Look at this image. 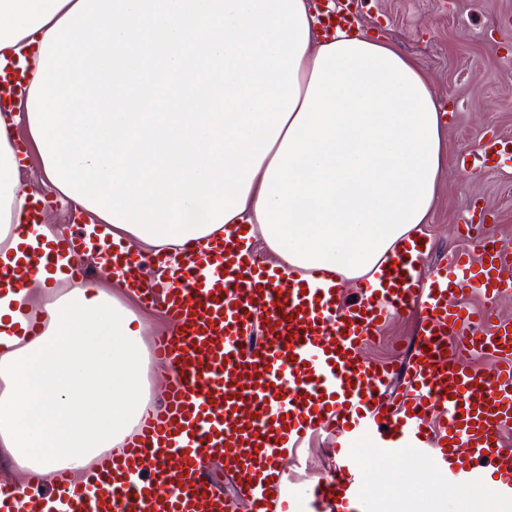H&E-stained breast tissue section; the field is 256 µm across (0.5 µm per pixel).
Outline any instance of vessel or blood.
<instances>
[{
  "mask_svg": "<svg viewBox=\"0 0 512 512\" xmlns=\"http://www.w3.org/2000/svg\"><path fill=\"white\" fill-rule=\"evenodd\" d=\"M326 26H355L354 0H336ZM252 225L235 224L204 252L186 248L171 281L151 278L158 254L133 252L103 237L101 256L141 302L164 313L170 329L154 337L151 359L168 377L159 411L117 448L74 466L51 465L0 444V512H372L364 476L349 446L374 438L383 458L412 455L451 482L484 483L512 495V322L470 310L512 291V254L488 237L449 254L426 280L428 252L399 254L381 272L383 287L361 282L356 298L322 287L324 270L281 278L259 261ZM85 236L58 232L48 253L0 263V292L21 289L39 265L68 278L88 276ZM418 311L410 361L375 364L364 347L391 316ZM488 357L479 369L471 355ZM404 389L391 393L393 376ZM335 436L340 463L315 485L294 484L280 465L301 438ZM223 466L237 495L213 475Z\"/></svg>",
  "mask_w": 512,
  "mask_h": 512,
  "instance_id": "b4317fda",
  "label": "vessel or blood"
}]
</instances>
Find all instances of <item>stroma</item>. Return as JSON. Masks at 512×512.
Returning a JSON list of instances; mask_svg holds the SVG:
<instances>
[{
	"mask_svg": "<svg viewBox=\"0 0 512 512\" xmlns=\"http://www.w3.org/2000/svg\"><path fill=\"white\" fill-rule=\"evenodd\" d=\"M358 31L384 38L411 56L422 69L444 114L445 165L438 199L420 234L431 246L422 276L432 275L449 251L465 246L457 226L467 212L483 219L485 235L512 250V160L472 167L481 138L512 141V0H366L358 10ZM20 187L48 197L44 221L76 229L72 204L52 197L43 183L36 154H29L17 174ZM417 313L392 318L365 356L390 361L419 328ZM326 437H307L288 464L293 478L314 482L336 463L324 452ZM365 491L376 512H394L399 500L416 499L421 512H456L454 497H434L430 488L444 481L434 468L403 458L389 460L387 470H366Z\"/></svg>",
	"mask_w": 512,
	"mask_h": 512,
	"instance_id": "35a3bbf8",
	"label": "stroma"
}]
</instances>
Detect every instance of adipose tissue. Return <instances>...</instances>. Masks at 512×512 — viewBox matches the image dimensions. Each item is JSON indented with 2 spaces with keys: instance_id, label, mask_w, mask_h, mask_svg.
Here are the masks:
<instances>
[{
  "instance_id": "adipose-tissue-1",
  "label": "adipose tissue",
  "mask_w": 512,
  "mask_h": 512,
  "mask_svg": "<svg viewBox=\"0 0 512 512\" xmlns=\"http://www.w3.org/2000/svg\"><path fill=\"white\" fill-rule=\"evenodd\" d=\"M31 69L25 110L45 182L90 223L179 256L259 225L284 273L377 280L412 247L444 165L442 115L411 57L320 31L308 0H0V74ZM0 115V262L51 240L15 226L30 196ZM39 270L0 294V342L23 333ZM48 329L0 359V433L44 462L82 460L153 411L135 315L75 285Z\"/></svg>"
}]
</instances>
